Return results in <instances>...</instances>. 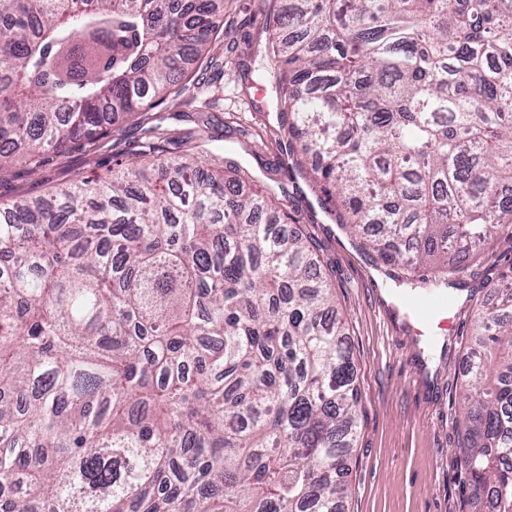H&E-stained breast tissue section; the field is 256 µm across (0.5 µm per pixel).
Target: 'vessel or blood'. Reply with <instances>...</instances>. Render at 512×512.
Here are the masks:
<instances>
[{"mask_svg": "<svg viewBox=\"0 0 512 512\" xmlns=\"http://www.w3.org/2000/svg\"><path fill=\"white\" fill-rule=\"evenodd\" d=\"M389 305L403 315L417 340L434 343L433 329L452 331L456 315L447 291L439 288H392L388 292Z\"/></svg>", "mask_w": 512, "mask_h": 512, "instance_id": "1", "label": "vessel or blood"}]
</instances>
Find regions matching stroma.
I'll use <instances>...</instances> for the list:
<instances>
[{
	"mask_svg": "<svg viewBox=\"0 0 512 512\" xmlns=\"http://www.w3.org/2000/svg\"><path fill=\"white\" fill-rule=\"evenodd\" d=\"M268 0H224V47L191 61L152 115H133L93 140L26 152L0 170V204L40 198L80 178H103L114 160H140L149 145L162 158L191 155L209 167L235 159L245 187L288 194L293 226L313 238L346 324L361 393L359 432L349 462L345 512H482L457 447L464 435V343L473 314L500 274L512 270V234L488 241L460 274L454 335L425 346L383 297L389 268L339 223L308 174L285 180L278 167L291 139L275 106L266 55Z\"/></svg>",
	"mask_w": 512,
	"mask_h": 512,
	"instance_id": "1",
	"label": "stroma"
}]
</instances>
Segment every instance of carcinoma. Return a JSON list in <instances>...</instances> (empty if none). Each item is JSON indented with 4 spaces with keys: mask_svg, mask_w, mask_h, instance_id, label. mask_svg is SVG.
<instances>
[{
    "mask_svg": "<svg viewBox=\"0 0 512 512\" xmlns=\"http://www.w3.org/2000/svg\"><path fill=\"white\" fill-rule=\"evenodd\" d=\"M224 0H0V169L147 114ZM267 55L340 223L445 279L512 233V0H286ZM275 193L155 159L0 205V512H343L360 393ZM459 457L512 512V274Z\"/></svg>",
    "mask_w": 512,
    "mask_h": 512,
    "instance_id": "carcinoma-1",
    "label": "carcinoma"
}]
</instances>
